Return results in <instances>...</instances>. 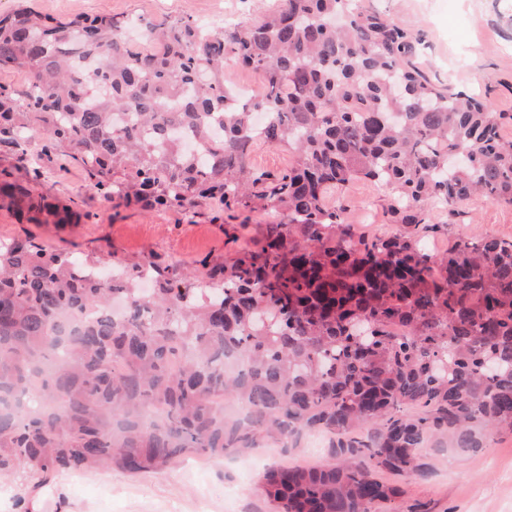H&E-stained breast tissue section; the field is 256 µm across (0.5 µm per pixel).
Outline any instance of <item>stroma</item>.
Returning a JSON list of instances; mask_svg holds the SVG:
<instances>
[{
  "instance_id": "obj_1",
  "label": "stroma",
  "mask_w": 512,
  "mask_h": 512,
  "mask_svg": "<svg viewBox=\"0 0 512 512\" xmlns=\"http://www.w3.org/2000/svg\"><path fill=\"white\" fill-rule=\"evenodd\" d=\"M279 0H0V15L28 7L63 20L85 16L135 19L175 18L191 14L215 25L247 23L271 13ZM359 6L386 14L423 40L418 57L431 76L451 80L457 89L489 100L505 118L500 127L512 140V0H358ZM37 140L18 145L0 143V169L14 175L52 202L72 205L75 224H26L0 203V226L9 236L31 235L48 247L96 254L113 261L133 262L145 256L171 264L202 260L221 262L239 250L254 248L274 212L256 209L239 215L244 226L236 241L224 235L227 216L201 205L194 221L175 211L112 208L87 186L75 164L63 171L35 174L32 155ZM388 192L366 181L344 192L347 222L353 234L393 236L403 232L383 213ZM427 242L442 254L458 234L512 240V205L476 196L461 207ZM326 449L306 441L289 450L261 447L247 457H191L164 469L131 475L121 470L65 471L43 485L44 512H270L258 490L271 466L311 467L323 462ZM428 478L402 481L403 495L378 512H411L425 504L427 512H512V433L495 437L489 447L467 455L451 451L431 455Z\"/></svg>"
}]
</instances>
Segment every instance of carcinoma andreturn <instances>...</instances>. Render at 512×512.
Wrapping results in <instances>:
<instances>
[{
    "label": "carcinoma",
    "instance_id": "1",
    "mask_svg": "<svg viewBox=\"0 0 512 512\" xmlns=\"http://www.w3.org/2000/svg\"><path fill=\"white\" fill-rule=\"evenodd\" d=\"M132 25L163 52L130 40ZM418 45L352 0H282L219 28L191 15L0 16V69L31 78L20 99L0 85L1 138L42 137L37 161L81 165L116 207L192 214L212 201L282 217L228 262L145 257L115 264L117 279L91 273L101 258L0 243L1 478L38 488L64 469L139 474L295 448L292 422L331 449L317 466L264 472L275 512H374L403 494L377 473L427 476L425 445L472 453L512 433V240L459 236L441 256L421 244L436 208L456 216L476 195L512 205V140L490 101L414 63ZM231 65L264 95H237ZM255 133L288 148V167L253 166ZM354 180L385 187L407 230L353 240L329 196ZM0 199L28 224L80 218L5 168ZM60 342L69 354L54 360ZM40 370L47 408L27 409L17 395ZM228 401L247 423L224 416Z\"/></svg>",
    "mask_w": 512,
    "mask_h": 512
}]
</instances>
